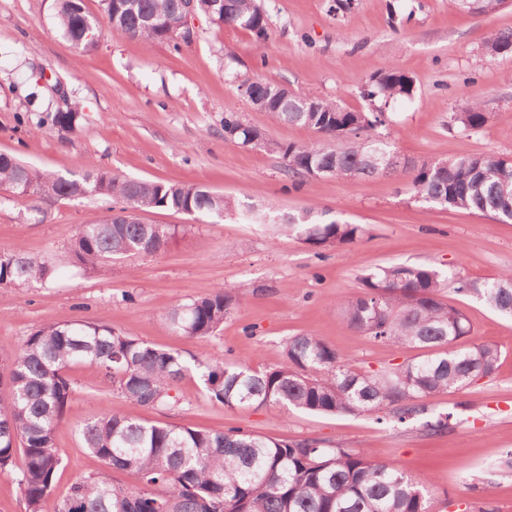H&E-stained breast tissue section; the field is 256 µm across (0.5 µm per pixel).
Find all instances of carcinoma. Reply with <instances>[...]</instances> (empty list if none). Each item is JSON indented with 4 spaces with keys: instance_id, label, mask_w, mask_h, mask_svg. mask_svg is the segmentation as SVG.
<instances>
[{
    "instance_id": "cac0c4a2",
    "label": "carcinoma",
    "mask_w": 512,
    "mask_h": 512,
    "mask_svg": "<svg viewBox=\"0 0 512 512\" xmlns=\"http://www.w3.org/2000/svg\"><path fill=\"white\" fill-rule=\"evenodd\" d=\"M504 0H478L465 12L489 13ZM107 22L134 39L178 46L182 0H100ZM59 31L75 47L95 49L100 19L84 0H52ZM195 12L223 25L249 31L265 42L269 17L262 0H195ZM483 49L491 58L512 56V31L490 33ZM256 109L282 123L312 130L306 143L269 140L245 124L236 112L224 113V133L246 147L278 155L283 171L297 183L318 177L350 182L404 174L413 198L431 206L492 214L512 221V159L493 153L457 160L415 161L401 157L388 140L386 108L416 92L412 75L388 65L360 84L367 111L306 93L280 96L282 85L254 80ZM76 108L54 113V125L79 126ZM489 121L479 101L450 117V126L477 132ZM0 185L31 197L22 223H41L43 202L70 199L78 187L122 203L115 213L73 228L69 261L96 268L131 255H157L177 235L175 224H141L138 211L173 210L222 218L234 202L216 198L190 183L126 178L106 167L90 165L80 178H66L21 164L0 154ZM280 229L295 233L315 249H338L361 240L367 229L309 210L281 220ZM54 266L28 256L22 246L0 251V286L45 287ZM364 291L342 307L344 322L357 332L396 346L417 345L439 352L381 371H361L321 338L305 334L288 339L283 359L259 371L237 360L189 361L182 354L127 336L93 321L53 323L24 340L14 355L0 360V385L10 392L0 403V469L17 467L27 512H42L53 478L62 464L55 447L71 393L66 370L76 362L99 368L129 404L123 414L104 413L78 428L88 454L100 470L78 478L58 512H430L429 486L410 478L393 463L327 445L314 438L281 440L241 429L202 431L152 422L144 410L172 403L173 386L193 374L207 396L228 408L282 406L321 415H388L405 424L425 418L431 433L448 430L451 414L429 415L424 399L475 383L496 369L501 351L494 344L458 347L470 335L464 313L442 299L441 289L459 293L471 283L444 278L432 267L395 264L363 277ZM487 305L512 315V271L482 285ZM239 309L237 297L219 287L205 297L172 306L161 318L170 332L206 338ZM130 476L132 484L115 485L105 470Z\"/></svg>"
}]
</instances>
